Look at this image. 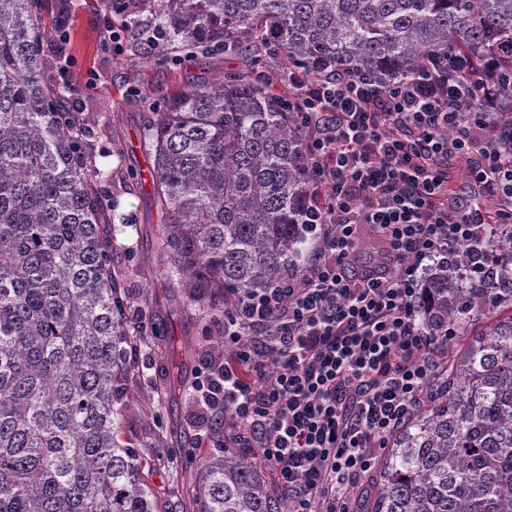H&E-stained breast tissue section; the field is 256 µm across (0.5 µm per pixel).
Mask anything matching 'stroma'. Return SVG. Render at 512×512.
Masks as SVG:
<instances>
[{"label":"stroma","mask_w":512,"mask_h":512,"mask_svg":"<svg viewBox=\"0 0 512 512\" xmlns=\"http://www.w3.org/2000/svg\"><path fill=\"white\" fill-rule=\"evenodd\" d=\"M60 0H41L38 18L48 36L43 44L44 78L69 88L71 110L101 118L118 116L123 153L114 154L89 128L87 142L99 169L110 172L106 195L116 209L119 249L115 265L124 269L130 314L149 329L148 342L136 356L126 384L129 404L126 434L139 455L151 462L146 472L161 512H189L195 463L214 451L213 436L223 431L221 418L195 389L207 364L229 359L224 345V315L210 304L188 302L182 289L145 287L142 273L163 268L161 225L151 205L150 184L140 180L149 157L141 143L144 121L169 95L189 83H209L237 72V56L209 59L198 53L171 52L165 64L153 63L146 44L126 40L113 51L108 30H124L125 16L112 0H71L70 39L57 52L52 38L58 27Z\"/></svg>","instance_id":"obj_1"}]
</instances>
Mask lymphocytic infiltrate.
<instances>
[{"label": "lymphocytic infiltrate", "instance_id": "lymphocytic-infiltrate-1", "mask_svg": "<svg viewBox=\"0 0 512 512\" xmlns=\"http://www.w3.org/2000/svg\"><path fill=\"white\" fill-rule=\"evenodd\" d=\"M288 84L315 191L328 200L313 221L326 230L304 274L225 318L232 360L209 367L205 393L225 447L257 451L291 512H352L377 449L420 405L448 344L418 322L424 275L457 241L512 223V155L483 147L466 92L445 70L390 88L364 74L314 80L292 70ZM452 158L469 160L499 211L460 204L449 222ZM363 224L392 259L355 279L346 264Z\"/></svg>", "mask_w": 512, "mask_h": 512}]
</instances>
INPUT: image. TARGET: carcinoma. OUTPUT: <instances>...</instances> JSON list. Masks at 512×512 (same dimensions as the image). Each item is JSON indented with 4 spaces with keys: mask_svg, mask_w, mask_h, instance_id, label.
I'll return each mask as SVG.
<instances>
[{
    "mask_svg": "<svg viewBox=\"0 0 512 512\" xmlns=\"http://www.w3.org/2000/svg\"><path fill=\"white\" fill-rule=\"evenodd\" d=\"M128 14L176 48L246 71L173 94L144 131L170 275L234 307L301 273L317 207L303 126L255 72L267 46L310 78L383 84L453 69L488 85L483 146L512 152V0H157ZM35 0H0V512H158L124 436L143 339L115 267V213L85 147L90 116L45 82ZM498 265H474L479 250ZM418 319L465 337L431 400L389 436L365 512H512V232L461 242L427 270ZM483 331L466 334L471 322ZM197 512H289L263 467L217 444Z\"/></svg>",
    "mask_w": 512,
    "mask_h": 512,
    "instance_id": "obj_1",
    "label": "carcinoma"
}]
</instances>
